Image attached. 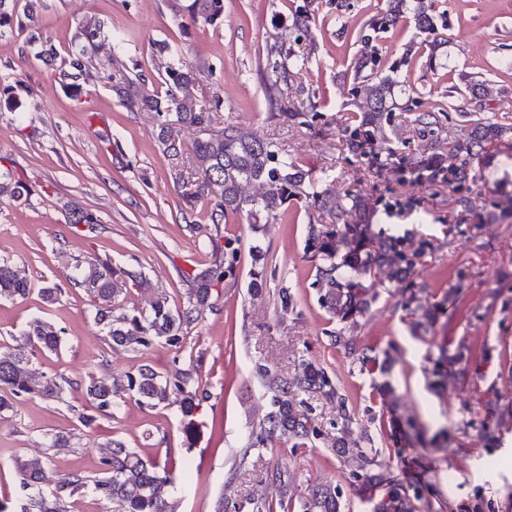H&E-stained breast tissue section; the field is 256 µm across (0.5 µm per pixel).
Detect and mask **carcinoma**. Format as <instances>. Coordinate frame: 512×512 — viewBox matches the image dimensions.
Returning <instances> with one entry per match:
<instances>
[{
    "instance_id": "obj_1",
    "label": "carcinoma",
    "mask_w": 512,
    "mask_h": 512,
    "mask_svg": "<svg viewBox=\"0 0 512 512\" xmlns=\"http://www.w3.org/2000/svg\"><path fill=\"white\" fill-rule=\"evenodd\" d=\"M312 2L295 8L292 29L308 37L311 25L316 23ZM177 13L192 22L218 27L224 24V0H186L178 5ZM412 19L421 34H436L437 28L446 27L442 16L434 13L432 0H387L381 9L367 22V30L360 35L362 48L354 65L355 99L361 102V114L352 117L345 127L346 145L356 154L366 145L377 142L379 125L383 115L394 109L393 88L395 68L380 66L373 42L378 34L385 33ZM110 37L101 26L84 25L73 37L71 53L66 67L58 71V79L73 95L81 93L80 79L86 76L92 62V53L99 41ZM126 39L113 40L110 58L112 74L107 87L113 98L129 112L150 111L159 120L158 139L163 150L175 163L171 177L178 182L182 178L179 157L182 144L173 136L177 125L197 127L210 122L211 110L197 107L193 89L201 68L178 60L167 67L164 77L165 90L160 94L151 90L139 73H133L121 58ZM276 80L268 87V101L278 108L282 96L290 90L291 69L286 64L275 68ZM445 111L441 104L414 113L413 124L420 136L434 132L439 125V115ZM504 127L489 118L474 120L468 137L457 142L448 152V165L435 156H425L432 146H423L415 170L427 172L434 180L447 177L450 184L462 185L470 179L468 160L479 155L484 146L498 139ZM198 183L193 195L185 198L189 208H195L199 200L206 203L209 220L213 224L224 223L231 215L244 214L252 230H265L280 214L281 207L290 200H304L320 209L327 208L336 214L339 224L329 229L321 224H310L305 238V252L314 263L311 285L315 288L317 303L338 328L327 331L330 344L347 355L353 356L359 370L386 373L388 358L380 357L370 346L359 347L356 333L363 327V320L380 297L384 283L406 275L426 254L430 242L402 241L392 236L376 235L369 224H348L345 217L351 213H363L365 202L349 194L336 196L314 190L306 182L307 173L301 165L280 153L278 146L258 139L235 125L224 127L222 135L197 139L191 145ZM30 196L27 184L15 177L9 169L0 170V200L26 201ZM67 223L83 224L89 229L99 223L97 216L74 204L68 210ZM252 271L249 288L257 293L264 283L263 268L266 252L255 245L251 250ZM239 262L238 249L233 248L211 266L196 270L192 277L193 288L182 304L173 307L164 292L153 288L140 271H125L132 285L150 296L149 307L131 314H116V298L123 289L116 285L112 263L95 260L87 263L80 275L70 280V286L81 289L94 309V320L113 344L134 351L148 349L156 343L182 348L188 328L198 320L200 309L208 304L215 287L224 282L226 272L232 271ZM428 286L412 280L400 293L395 307L410 316L417 310L418 294ZM32 291V284L22 271L8 260L0 259V299H24ZM418 338L437 349L429 355L432 363L430 389L440 394L448 386L455 364L463 361L470 347L460 343L455 349L448 343H438L435 337L418 335ZM62 336L51 328L35 321L24 333V342L10 354H0V411L13 406V402L32 395L61 398L68 388L82 387L94 410L108 413L122 393H130L138 402L149 408L176 399L184 419L186 445H191L189 434L196 427L195 417L209 398V393L199 381L198 367L180 369L172 376H163L151 366L145 365L134 375L127 377L123 388H116L106 378L86 375L71 378L63 374L52 376L34 385L28 371L30 355L35 351L58 352ZM255 374L262 387L261 398L266 401V411L259 420V432H250L243 448L242 458L250 449L265 445L272 439L284 440L290 448L314 447L322 431L312 417L308 399L320 396L336 408V442L333 451L339 461L350 469V476L381 489L378 496L368 500L371 512H444L447 505L427 499L432 485L423 481L408 482L399 477L394 460L402 458L401 438L396 428L403 427L404 435L421 440L420 424L412 417L385 420L379 417L380 433L390 440L386 448H378L369 435L356 440L351 438L353 415L348 398L341 393L327 369L313 362H302L299 375L288 378L273 372L267 365L255 366ZM508 424L501 418L497 425L485 420H473L470 426L478 429L481 439L487 443L498 438L499 430ZM18 477L17 499L20 512H67L66 500L92 492L104 500L121 503L123 512H175V504L168 496L171 483L168 474L158 466L143 459L124 442L112 441L109 455L100 460V473L91 479L79 470L58 474L48 470L42 459L21 458L14 462ZM265 482L277 485L283 491L293 486L291 475L280 468L267 473ZM438 508H433V505ZM234 512H276L273 499L266 488L258 485L242 503L219 502L217 512L227 509ZM297 512H344L349 504L342 487L331 480L317 481L307 496L297 499Z\"/></svg>"
}]
</instances>
